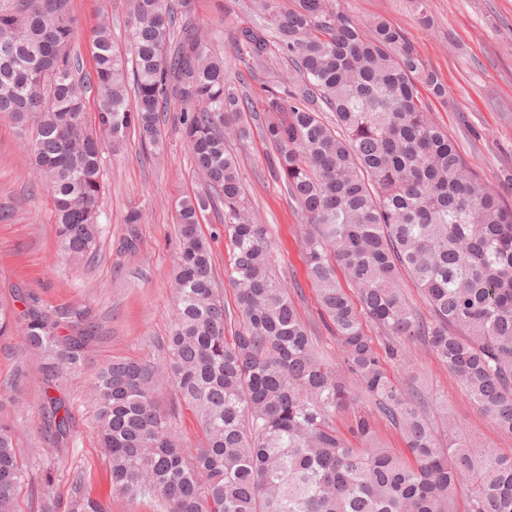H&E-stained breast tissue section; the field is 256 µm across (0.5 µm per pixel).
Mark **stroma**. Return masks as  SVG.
<instances>
[{"mask_svg":"<svg viewBox=\"0 0 512 512\" xmlns=\"http://www.w3.org/2000/svg\"><path fill=\"white\" fill-rule=\"evenodd\" d=\"M200 19L218 29L215 47L224 56L226 77L243 83L251 97L276 86L284 66L249 75L245 56L236 51L238 28L255 22L250 0H195ZM357 20L382 18L414 45L426 68L448 89L445 97L426 96L435 122L444 127L467 163L512 206V0H427L430 26H422L411 0H344ZM78 20L74 44L85 72H92V31L109 20L116 42L127 38L126 0H72ZM245 190V203L270 232L276 274L288 289L319 351L333 366L341 358L336 336L326 326L308 276L303 241L307 226L271 166L273 148L259 135L232 139ZM104 189L99 201L101 236L90 258L63 256L56 234L52 195L30 174L27 141L18 127L0 117V302L24 310L26 300L40 307L88 309L98 340L82 370L65 375L62 395L74 427L69 443L57 449L44 424L39 397V359L26 353L17 336H0V398L17 433V453L27 473L19 494L20 512H41L45 492L66 503L74 489L101 499L110 512H156L153 503L113 496L109 469L101 454L91 385L97 370L114 358L149 359L161 355L175 316L171 280L178 242L176 205L204 191L181 135L166 124L161 152L142 148L137 133L102 143ZM140 210L138 241L127 249L125 218ZM224 213L204 212L200 231L210 241L214 273L227 308L235 292L225 271L232 249L224 237ZM403 361L387 371L399 390H418L426 403L448 400L459 434L512 455V435L500 432L469 398L457 378L419 341L402 344ZM371 420L376 442L401 453L403 439L372 403L357 399L336 414V427L352 438L358 417Z\"/></svg>","mask_w":512,"mask_h":512,"instance_id":"1","label":"stroma"}]
</instances>
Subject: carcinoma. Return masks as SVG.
<instances>
[{
  "mask_svg": "<svg viewBox=\"0 0 512 512\" xmlns=\"http://www.w3.org/2000/svg\"><path fill=\"white\" fill-rule=\"evenodd\" d=\"M253 9L262 24L239 29L238 51L264 67L273 44L290 64L288 78L255 100L226 79L194 0H127L124 46L106 19L92 35L91 124L71 0H0V115L29 134L33 173L54 197L69 258L90 255L100 233L102 138L133 130L143 146L160 148L172 102L208 187L178 205L177 316L161 361L113 360L95 375L113 493L161 512H457L458 486L471 482V512H512V455L454 435L446 401L443 443L418 394L395 388L385 368L402 359L401 341L424 339L479 409L512 433V207L431 120L421 89L442 98L447 88L399 30L355 20L342 0L289 8L253 0ZM245 112L310 224L309 275L340 345L339 370L319 356L272 269L266 229L244 205L226 139L250 137L238 123ZM218 202L238 310L229 336L211 247L198 230ZM338 267L358 302L337 282ZM404 273L425 295L428 325L401 296ZM86 316L35 304L18 315L0 305V334L22 322V347L40 358L44 420L61 443L72 414L50 390L97 339ZM366 320L390 337L384 348ZM164 383L176 393L166 409L156 398ZM354 385L401 431L412 460L378 447L365 417L356 421L360 448L336 429ZM183 404L204 435L198 448L183 447L176 432ZM25 479L0 403V512H18ZM66 512L107 510L78 491Z\"/></svg>",
  "mask_w": 512,
  "mask_h": 512,
  "instance_id": "1",
  "label": "carcinoma"
}]
</instances>
